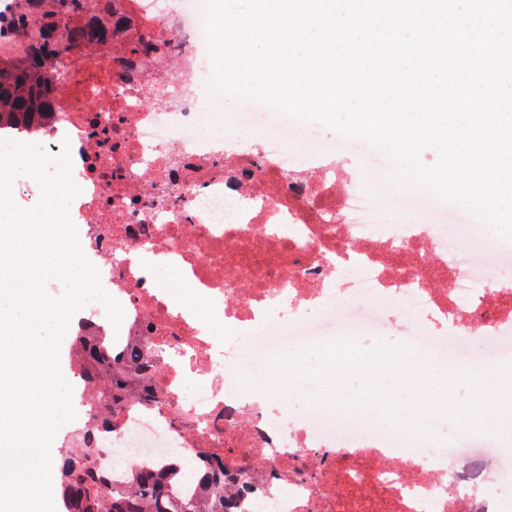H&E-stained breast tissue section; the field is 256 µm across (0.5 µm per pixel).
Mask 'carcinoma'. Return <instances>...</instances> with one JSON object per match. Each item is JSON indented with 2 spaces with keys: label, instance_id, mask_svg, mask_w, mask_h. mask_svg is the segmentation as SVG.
Masks as SVG:
<instances>
[{
  "label": "carcinoma",
  "instance_id": "cac0c4a2",
  "mask_svg": "<svg viewBox=\"0 0 512 512\" xmlns=\"http://www.w3.org/2000/svg\"><path fill=\"white\" fill-rule=\"evenodd\" d=\"M14 10L0 16V40L34 44L23 55H0V131L41 130L51 113L49 78L58 56L77 59L95 45L104 46L124 37L125 30L112 23L115 0H12ZM95 15L85 26L86 16ZM104 338L78 332L70 347L72 368L94 390L103 409L102 420L117 421V406L131 395H151L149 375L142 369V347H128L108 355ZM83 448L61 454L58 471L67 512H232L236 495L248 472L224 481V465L215 464L209 484L219 487L194 503L175 499L176 478L184 473L173 464L163 471L141 466L129 471L127 485L114 488L95 463L98 453L96 427L81 429Z\"/></svg>",
  "mask_w": 512,
  "mask_h": 512
}]
</instances>
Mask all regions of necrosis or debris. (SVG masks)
I'll return each instance as SVG.
<instances>
[{
    "label": "necrosis or debris",
    "instance_id": "1",
    "mask_svg": "<svg viewBox=\"0 0 512 512\" xmlns=\"http://www.w3.org/2000/svg\"><path fill=\"white\" fill-rule=\"evenodd\" d=\"M204 0H119L116 15L151 56L109 48L50 87L52 119L29 143L69 148L80 194L69 207L103 288L121 301L84 308L96 334L123 350L144 344L157 401L128 398L119 424L99 430L98 467L127 470L180 456L194 497L203 459L247 469L236 512H506L512 415L469 427L428 414L433 451L400 446L387 417L361 418L358 383L336 404L300 379L311 410L285 422L270 391L284 345L357 339L397 329L413 357L472 374L512 364V240L438 197H416L432 223L386 224L397 186L353 169L346 136L298 150L295 119L246 102L242 141L208 134L196 92L208 63ZM177 269L249 349L215 346L207 326L176 307L158 272ZM341 416L332 419L331 407Z\"/></svg>",
    "mask_w": 512,
    "mask_h": 512
}]
</instances>
